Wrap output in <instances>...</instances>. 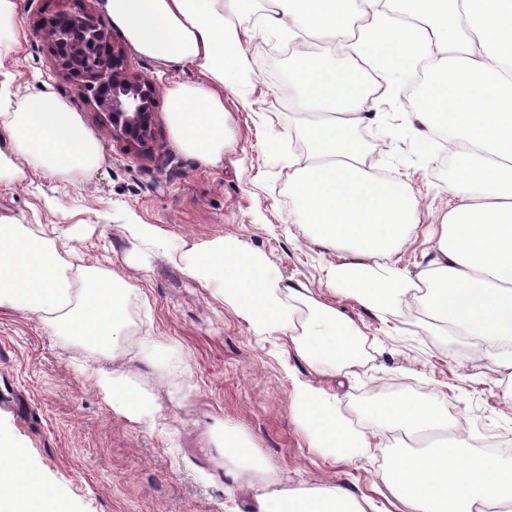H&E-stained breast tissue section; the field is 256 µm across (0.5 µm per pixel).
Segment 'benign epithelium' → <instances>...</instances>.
Returning a JSON list of instances; mask_svg holds the SVG:
<instances>
[{
  "label": "benign epithelium",
  "instance_id": "7a95c632",
  "mask_svg": "<svg viewBox=\"0 0 512 512\" xmlns=\"http://www.w3.org/2000/svg\"><path fill=\"white\" fill-rule=\"evenodd\" d=\"M70 19L91 29L94 39L112 56V67L99 69L78 65L77 59L81 58L83 44L69 41L70 33L59 29V25L52 22L43 31L51 41V48L62 69L84 80L86 86L100 88L97 101L110 112L112 124L121 127L129 138L143 140L150 127L151 113L148 112L147 101L153 93L152 86L128 77L124 67V51L112 44L111 36L97 26L91 16L73 14Z\"/></svg>",
  "mask_w": 512,
  "mask_h": 512
}]
</instances>
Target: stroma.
<instances>
[{
    "label": "stroma",
    "instance_id": "35a3bbf8",
    "mask_svg": "<svg viewBox=\"0 0 512 512\" xmlns=\"http://www.w3.org/2000/svg\"><path fill=\"white\" fill-rule=\"evenodd\" d=\"M17 2L28 37L0 54V94L65 99L101 138L106 158L91 172L53 177L34 170L24 183L0 182V216L37 229L53 224L63 235L79 227L74 266L114 270L142 294L128 304L127 329L115 339L118 358L106 363L92 347L53 336L37 316L0 311V384L14 388L12 401L0 400V442L17 452L0 477L9 482L19 472L33 485L13 512H41L49 491L60 494L58 512H253L250 491L225 476L223 451L209 441V429L226 423L251 437L252 455L279 465L289 488L336 486L371 497L375 512H383L387 502L373 493L372 482L381 466L410 451L411 439L402 433L378 438L369 457L353 462L335 463L309 448L290 415L287 376L292 369L305 379L309 369L285 352L283 336L255 335L211 289L153 252L134 250L121 230L125 224L158 225L171 245L235 237L278 264L289 284H304L357 321L367 354L339 391L350 420L371 414L398 391L417 398L442 390L450 410L465 406L474 421L512 436V399L499 389L512 370L491 356L459 361L444 353L439 330L446 310L430 298L393 318L335 292L329 272L343 253L314 244L302 225L290 223V163L302 161L310 142L309 116L285 91L289 55L272 43L251 44L261 62L255 108L266 113L268 125L255 127L247 112L228 104L233 145L221 163L205 166L174 144L164 95L171 71L126 49L102 0ZM80 9L125 48L129 77L154 88L144 143L128 141L113 126L92 93L62 74L38 35L58 11ZM350 134L364 167L408 176L420 197V222L397 256L405 273L417 275L434 245L430 227L452 201L448 167L417 162L404 144L369 123ZM50 198L59 200L58 211L48 210ZM149 334L178 343L189 368L156 390V428L113 412L90 378L102 365L153 384L157 370L125 355Z\"/></svg>",
    "mask_w": 512,
    "mask_h": 512
}]
</instances>
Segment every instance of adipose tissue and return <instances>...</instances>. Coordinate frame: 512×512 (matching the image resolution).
Returning a JSON list of instances; mask_svg holds the SVG:
<instances>
[{
  "label": "adipose tissue",
  "instance_id": "adipose-tissue-1",
  "mask_svg": "<svg viewBox=\"0 0 512 512\" xmlns=\"http://www.w3.org/2000/svg\"><path fill=\"white\" fill-rule=\"evenodd\" d=\"M253 0H103L102 7L131 49L170 70L191 69L192 80L165 88L167 117L179 150L203 165L222 161L230 146L225 98L252 121L259 60L250 52L260 36L293 41L311 31L325 38L318 52H296L288 85L316 119L307 128L310 151L290 183L293 221L323 248L348 252L330 271L331 287L367 308L399 314L420 303L419 284L454 289L459 304L512 296V0H266L254 15ZM366 21L350 35V15ZM378 60L382 91L374 95L337 79V58ZM372 120L378 131L432 162L425 149L436 137L455 148L454 199L432 228L433 254L417 276L395 261L419 222L409 180L385 181L358 164L342 128L328 113ZM105 160L100 139L80 115L54 94L20 97L0 112V181L22 183L33 169L52 176L86 173ZM168 261L202 286L214 289L259 336L278 333L316 375L349 376L362 363L359 325L288 284L261 251L230 236L177 245ZM138 286L112 270L74 268L57 237L0 217V310L44 314L53 335L92 343L110 359L112 334ZM137 358L167 372L186 371L180 347L153 337ZM95 386L112 410L155 423L151 390L124 373L98 372ZM290 413L307 444L334 461L367 456L384 432L440 429L442 408L398 393L361 429L349 426L339 394L289 373ZM447 449L429 456L396 457L373 485L404 512H483L485 500L512 503V453L496 470L481 461L457 466ZM232 480L255 492L259 512H366L367 497L338 487L268 492L277 468L226 456Z\"/></svg>",
  "mask_w": 512,
  "mask_h": 512
}]
</instances>
